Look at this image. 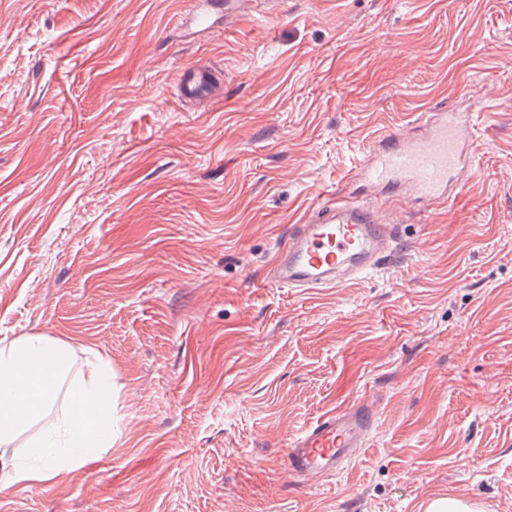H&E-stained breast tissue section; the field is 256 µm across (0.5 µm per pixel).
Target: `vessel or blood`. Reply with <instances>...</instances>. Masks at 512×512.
I'll list each match as a JSON object with an SVG mask.
<instances>
[{
  "mask_svg": "<svg viewBox=\"0 0 512 512\" xmlns=\"http://www.w3.org/2000/svg\"><path fill=\"white\" fill-rule=\"evenodd\" d=\"M223 78L209 64L183 68L177 98L185 105L213 98ZM472 114L431 112L418 134L390 132L375 140L359 171L379 192L404 190L418 199H446L453 178L472 162L468 130ZM396 236L375 208L345 199L327 201L299 225L274 262V280L291 288L338 287L347 277L361 275L389 257ZM377 419L375 406L361 399L336 407L311 422L289 444L288 464L300 475L325 476L365 448Z\"/></svg>",
  "mask_w": 512,
  "mask_h": 512,
  "instance_id": "vessel-or-blood-1",
  "label": "vessel or blood"
}]
</instances>
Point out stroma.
Masks as SVG:
<instances>
[{"label":"stroma","instance_id":"1","mask_svg":"<svg viewBox=\"0 0 512 512\" xmlns=\"http://www.w3.org/2000/svg\"><path fill=\"white\" fill-rule=\"evenodd\" d=\"M0 0V342L114 374L112 446L0 512H512V0ZM216 65L188 107L176 79ZM475 115L448 203L382 206L399 247L338 288L269 283L377 135ZM378 426L334 476L288 443L344 402ZM222 84V73L214 66L188 65L179 74L176 96L183 105L193 104L217 96Z\"/></svg>","mask_w":512,"mask_h":512}]
</instances>
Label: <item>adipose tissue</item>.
I'll list each match as a JSON object with an SVG mask.
<instances>
[{"label": "adipose tissue", "instance_id": "ef3b65f1", "mask_svg": "<svg viewBox=\"0 0 512 512\" xmlns=\"http://www.w3.org/2000/svg\"><path fill=\"white\" fill-rule=\"evenodd\" d=\"M72 347L28 336L0 347V444L7 445L44 419L60 388L68 390L63 418L29 439L5 474L7 483L49 482L80 471L112 445V368L94 357L77 381L66 382Z\"/></svg>", "mask_w": 512, "mask_h": 512}]
</instances>
